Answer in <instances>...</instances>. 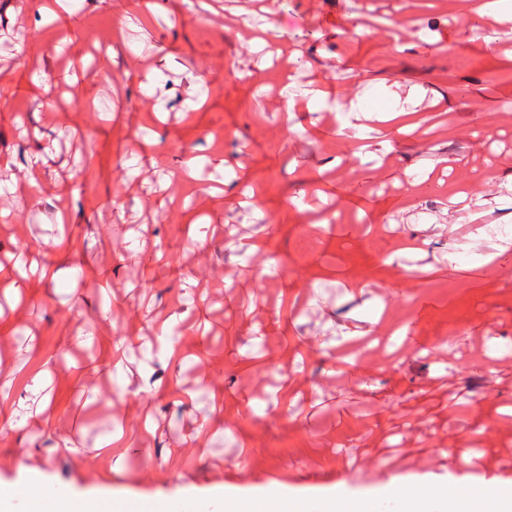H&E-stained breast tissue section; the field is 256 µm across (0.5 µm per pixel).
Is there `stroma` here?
I'll list each match as a JSON object with an SVG mask.
<instances>
[{
	"instance_id": "1",
	"label": "stroma",
	"mask_w": 512,
	"mask_h": 512,
	"mask_svg": "<svg viewBox=\"0 0 512 512\" xmlns=\"http://www.w3.org/2000/svg\"><path fill=\"white\" fill-rule=\"evenodd\" d=\"M415 2L0 0V260L54 273L0 282V414L52 418L0 434V480L87 490L111 438L113 490L174 512L220 483L395 512L394 479L512 482V239L487 265L472 234L512 225V34ZM410 90L427 120L386 144ZM124 336L108 375L54 359ZM324 508V512H369L372 510V503L359 494H331L326 496Z\"/></svg>"
}]
</instances>
